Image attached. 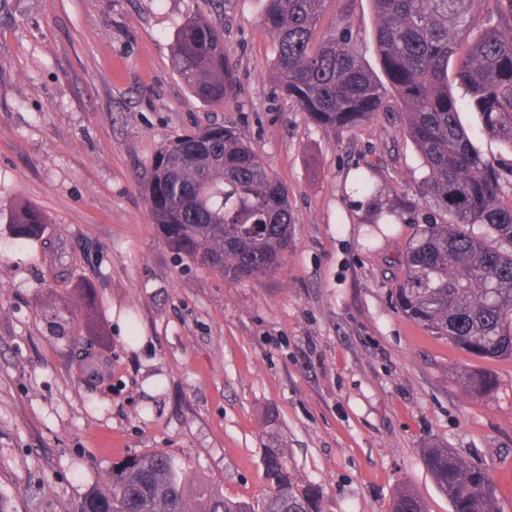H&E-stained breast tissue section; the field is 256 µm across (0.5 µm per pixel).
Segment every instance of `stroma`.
Masks as SVG:
<instances>
[{
  "label": "stroma",
  "mask_w": 512,
  "mask_h": 512,
  "mask_svg": "<svg viewBox=\"0 0 512 512\" xmlns=\"http://www.w3.org/2000/svg\"><path fill=\"white\" fill-rule=\"evenodd\" d=\"M258 0H0V500L6 512H77L116 459L165 450L225 496L259 500L266 449H284L324 512H389L399 485L449 512L421 448L485 467L512 512V398L468 396V359L404 318L400 258L432 211L403 115L330 132L281 94ZM224 32L234 99L214 107L174 71L178 26ZM322 30L376 65L370 0H329ZM460 121L512 188V151L477 113ZM237 127L286 187L293 238L275 275L234 280L179 262L152 224L143 176L171 136ZM369 170L392 223L350 182ZM23 200L46 245L12 242ZM102 263L85 264L81 244ZM69 252L66 271L53 261ZM112 336L111 372L79 380L72 342L45 317L48 289L85 281Z\"/></svg>",
  "instance_id": "35a3bbf8"
}]
</instances>
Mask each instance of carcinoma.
I'll return each mask as SVG.
<instances>
[{"label":"carcinoma","instance_id":"obj_1","mask_svg":"<svg viewBox=\"0 0 512 512\" xmlns=\"http://www.w3.org/2000/svg\"><path fill=\"white\" fill-rule=\"evenodd\" d=\"M259 21L273 40V77L281 93L317 125L332 131L366 125L403 109V135L416 148L425 175L420 194L444 216L418 227L400 260L393 293L405 318L482 360L512 358V200L491 160L462 127V105L478 113L485 131L512 150V0H485L496 22L473 33L472 0H371L381 81L345 36L323 35L329 0H259ZM174 68L203 101L221 107L235 93L222 28L191 18L174 38ZM464 88L466 103L452 91ZM152 223L181 259L234 279L276 272L292 241L288 192L245 136L230 126L177 135L151 160L144 184ZM13 237L44 238L48 217L19 201L10 214ZM482 229L477 233L474 228ZM80 310L72 335L109 342L95 288H76L62 301L54 291L45 309L64 318ZM82 377L101 378L108 362L81 350ZM454 377L470 395L502 389L487 370L460 366ZM425 467L451 512H495L487 469L448 447L421 449ZM268 494L260 505L214 490L174 455L161 450L112 463L104 484L91 489L78 512H323V494L301 486L285 451L263 458ZM390 512H426L419 494L400 486Z\"/></svg>","mask_w":512,"mask_h":512}]
</instances>
